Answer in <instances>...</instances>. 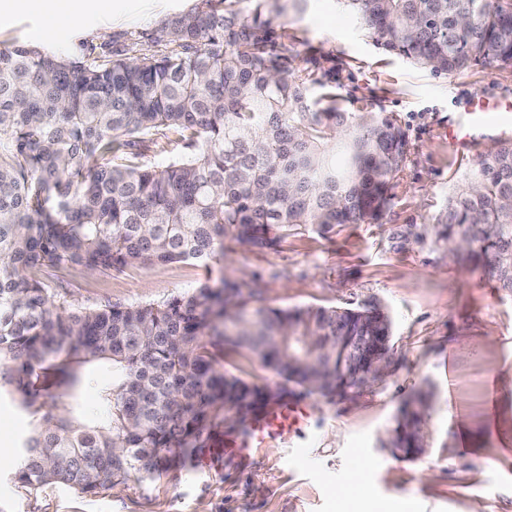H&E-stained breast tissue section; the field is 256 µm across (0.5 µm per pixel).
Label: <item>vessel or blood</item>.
I'll return each instance as SVG.
<instances>
[{
	"label": "vessel or blood",
	"instance_id": "vessel-or-blood-1",
	"mask_svg": "<svg viewBox=\"0 0 512 512\" xmlns=\"http://www.w3.org/2000/svg\"><path fill=\"white\" fill-rule=\"evenodd\" d=\"M512 104L503 101H487L483 97L473 100L471 110L452 131L450 139L453 145H464L469 137L470 126L479 124L490 112H511ZM305 409L299 404L289 401L279 402L270 406L262 415L255 418L247 436L225 438L221 447L209 449L200 459V467L212 466L214 462L227 455L239 457L249 456L253 448L263 444L281 427L303 418Z\"/></svg>",
	"mask_w": 512,
	"mask_h": 512
}]
</instances>
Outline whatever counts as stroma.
I'll use <instances>...</instances> for the list:
<instances>
[{
    "label": "stroma",
    "mask_w": 512,
    "mask_h": 512,
    "mask_svg": "<svg viewBox=\"0 0 512 512\" xmlns=\"http://www.w3.org/2000/svg\"><path fill=\"white\" fill-rule=\"evenodd\" d=\"M197 0H112L119 17L87 14L82 24L40 5L0 29V48L30 45L95 60L154 52L162 21ZM296 74L311 76L313 96L332 92L345 111L394 113L408 140L402 170L381 216L324 238L289 237L277 249L234 247L208 265H134L108 275L71 273L70 297L92 305L135 304L193 291L227 274L246 283L250 308L387 306L398 364L357 400L306 408L249 458L224 457L207 471L185 456L147 483H115L85 495L62 484L32 490L14 474L18 455L0 459V512H376L408 495L417 512H512V296L482 269L450 260L433 245L432 226L476 157L498 146L511 115L489 114L473 144L453 147L474 96L512 99V67L475 65L448 77L385 51L344 0H302L275 20ZM421 242H413V234ZM225 371L260 386L273 372L247 350L225 348ZM432 384L424 455L408 461L383 448L401 400ZM348 490L341 505L338 490Z\"/></svg>",
    "instance_id": "1"
}]
</instances>
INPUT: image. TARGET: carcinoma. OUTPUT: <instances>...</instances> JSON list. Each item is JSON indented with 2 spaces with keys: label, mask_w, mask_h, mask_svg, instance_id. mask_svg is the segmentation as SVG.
Returning <instances> with one entry per match:
<instances>
[{
  "label": "carcinoma",
  "mask_w": 512,
  "mask_h": 512,
  "mask_svg": "<svg viewBox=\"0 0 512 512\" xmlns=\"http://www.w3.org/2000/svg\"><path fill=\"white\" fill-rule=\"evenodd\" d=\"M199 0L156 31L159 50L88 63L39 47L0 49V400L30 418L16 479L37 489L161 475L176 458L299 388L327 403L363 393L373 354L392 356L393 319L359 309L259 308L225 277L133 305H75L60 271L206 265L375 219L402 169L406 136L388 112L310 99L278 50L279 0ZM375 42L439 75L512 66V0H345ZM178 137L162 166L145 150ZM433 243L512 294V143L480 155L448 198ZM247 348L279 379L217 366L213 337ZM107 409L88 421L92 372ZM432 392L402 400L386 446L425 452Z\"/></svg>",
  "instance_id": "obj_1"
}]
</instances>
